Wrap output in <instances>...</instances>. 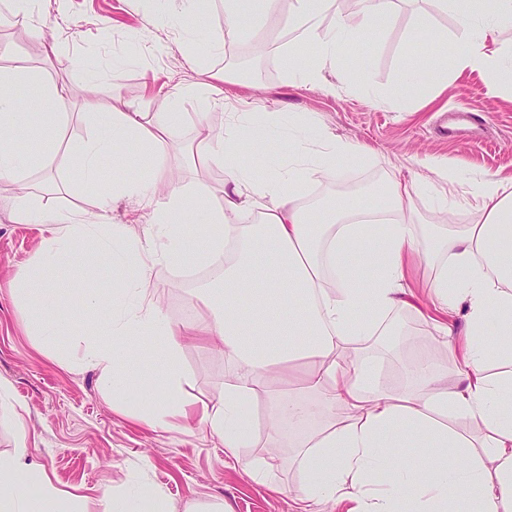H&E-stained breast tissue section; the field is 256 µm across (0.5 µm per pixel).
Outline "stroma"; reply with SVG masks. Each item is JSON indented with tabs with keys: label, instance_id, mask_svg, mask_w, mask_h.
<instances>
[{
	"label": "stroma",
	"instance_id": "1",
	"mask_svg": "<svg viewBox=\"0 0 512 512\" xmlns=\"http://www.w3.org/2000/svg\"><path fill=\"white\" fill-rule=\"evenodd\" d=\"M420 8L430 19L425 41L410 42L412 9L400 5L385 30L364 47L367 72L354 73L352 90L331 94L288 85L281 65L288 37L272 25L256 28L252 39L230 47L229 54L239 58L256 55L260 75L251 80L226 73L225 55L212 50L224 42V6L219 2L210 18L196 27L194 52L203 66L221 75L222 96L204 108L186 100L185 117L172 131L173 142L184 146L204 131L224 129L234 110L252 103L263 112L287 109L296 120H313L318 129L371 150L365 162L342 168L336 182L309 184L306 198L313 205L334 200L343 188L372 190L390 169L421 174L426 164L435 162L465 176L485 173L512 179V101L492 95L479 76L465 74L449 81L447 90L425 107L413 103L407 111L396 112L384 104V97L397 89L401 69L456 44L454 15L440 11L435 0H422ZM191 26L189 16L144 25L139 0H69L61 16L55 0H39L29 22L10 20L0 34L45 77L66 81L78 91L94 86L97 99L106 105L117 91L135 108L153 113L162 111L164 94L189 80L180 65L179 34ZM47 38L58 44L57 55L49 61L43 54ZM367 85L382 94V101L368 98L363 91ZM461 105L485 121L479 142L438 130L449 111ZM58 110L70 116L62 148L50 169L34 168L28 180L37 183L49 176L55 183L54 190L37 193L38 207L75 208L89 221L95 213L94 191L83 187L67 150L89 135L93 122L78 116L77 98H67ZM14 192V184L0 183V382L9 386L12 401L11 407L0 409V457L11 456L18 441H25L27 463L44 470L57 488L79 494L86 512H103L106 494L120 493L136 501L148 489L164 495L170 512L212 504L224 505L227 512H296L303 476L294 449L283 448L265 423L269 395L254 400L255 443L249 454L273 473L279 484L275 491L225 464L223 444L198 417L174 419L166 426L149 424L136 417L133 394L123 406H113L111 389L96 369L82 362L94 342L86 330L61 331L43 345L25 332L24 305L14 291V279L39 258L47 233L36 222L10 221ZM431 278L429 267L414 269L411 286L419 312L399 309L391 315L406 325L399 344L386 345L377 335L353 351L356 358L379 362L385 383L396 389L412 386L403 361L432 348L438 336L436 308L425 291ZM151 279L171 322L182 324L187 315L203 314L192 297L196 281L164 266L156 267ZM177 367L190 374L183 397L208 404L222 397L231 370L223 352L189 337L182 343Z\"/></svg>",
	"mask_w": 512,
	"mask_h": 512
}]
</instances>
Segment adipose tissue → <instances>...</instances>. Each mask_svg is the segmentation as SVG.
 I'll list each match as a JSON object with an SVG mask.
<instances>
[{
	"instance_id": "1",
	"label": "adipose tissue",
	"mask_w": 512,
	"mask_h": 512,
	"mask_svg": "<svg viewBox=\"0 0 512 512\" xmlns=\"http://www.w3.org/2000/svg\"><path fill=\"white\" fill-rule=\"evenodd\" d=\"M451 9L459 29L455 54L439 50L429 66L406 67L395 95L386 103L400 109L403 101H429L448 87V76L464 70L492 78L512 79L497 39V23L512 19V0H438ZM224 0L226 40L248 36L257 22L277 21L300 41L289 43L282 61L289 79L336 93L351 89L342 65L346 54L361 50L395 13L396 0ZM12 63L0 67V180L24 181L34 166L49 167L59 132L33 123L19 90L29 86L37 103L54 108L71 97L72 88L46 79L21 56L0 46ZM188 66L197 74L192 84L164 98V111H138L120 94L101 108L93 91L79 101L82 116L93 119L88 137L71 152L85 184L97 189L98 221L89 224L54 210L34 213L33 192L17 195L9 218L17 224L40 220L50 233L39 261L17 278V291L27 298L26 321L35 336H50L74 326L60 289L46 280L51 266L68 269L70 286L94 319V333L108 337L94 347L87 363L111 384L112 399L123 402L139 385L144 420L165 424L187 417L191 404L181 396L187 380L176 370L179 337L206 336L233 363L224 395L202 407V420L224 443L243 470L263 478L255 461L244 455L253 420L249 403L258 392L271 394L268 426L304 427L315 411L339 407L349 421L330 424L306 435L298 444L306 481L298 498L299 512H327L342 504L346 512H512V372L493 375L491 358L512 360V182L477 173L460 181L443 165H431L427 178L390 173L383 185L386 203L368 208L345 204L316 224L306 202L314 180L333 182L342 167L366 159V148L321 134L318 150L305 159L300 133L289 134L286 170L257 173L237 154L236 132L225 128L188 147L187 162L197 184L212 167L224 181L219 203L189 195L168 164L173 145L169 133L183 118L186 98L208 105L216 90L213 75L194 56ZM35 140L38 153L21 147ZM133 141L147 164L139 179L121 177L125 167L118 145ZM112 159V180L101 178L102 163ZM437 202V220L422 227L414 202L424 194ZM150 196L153 222L144 237H128L122 226L109 224L115 201ZM464 206L467 223L453 221ZM384 225L371 237L367 227ZM106 260L117 278L110 293L91 282L96 260ZM433 271L429 293L437 300V355L415 356L407 367L419 377L415 390L387 387L370 361L350 358V345L374 335H388L387 316L412 309L405 284L411 260ZM201 265L223 269L218 287L200 289L207 312L199 320L172 325L161 313L151 287L153 270ZM465 308V327L455 333L447 318ZM496 339H485L488 327ZM158 336L164 343L147 375L136 357L135 339ZM170 404L154 405L156 390ZM474 425L471 434L453 422ZM24 481H13L17 471ZM0 512H43L45 501L64 502V512H82L81 496L55 487L45 472L25 470L21 456L0 458ZM40 496H31L28 485Z\"/></svg>"
}]
</instances>
